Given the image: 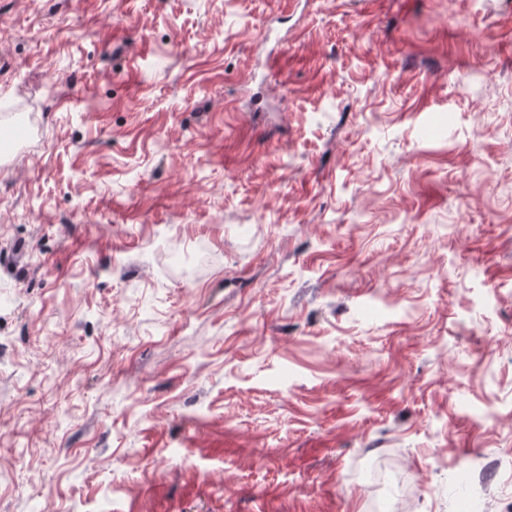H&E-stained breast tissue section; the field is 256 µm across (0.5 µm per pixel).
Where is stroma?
I'll return each mask as SVG.
<instances>
[{
  "label": "stroma",
  "instance_id": "stroma-1",
  "mask_svg": "<svg viewBox=\"0 0 512 512\" xmlns=\"http://www.w3.org/2000/svg\"><path fill=\"white\" fill-rule=\"evenodd\" d=\"M0 512H512V0H0Z\"/></svg>",
  "mask_w": 512,
  "mask_h": 512
}]
</instances>
